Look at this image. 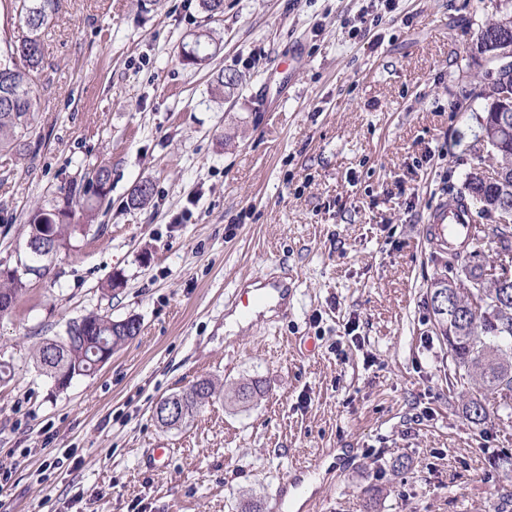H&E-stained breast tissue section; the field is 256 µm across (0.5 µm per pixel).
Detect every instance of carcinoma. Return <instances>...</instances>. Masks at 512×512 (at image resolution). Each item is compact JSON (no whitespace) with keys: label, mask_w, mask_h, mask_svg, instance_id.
<instances>
[{"label":"carcinoma","mask_w":512,"mask_h":512,"mask_svg":"<svg viewBox=\"0 0 512 512\" xmlns=\"http://www.w3.org/2000/svg\"><path fill=\"white\" fill-rule=\"evenodd\" d=\"M58 0H0V10L11 18L24 23L29 31L26 39L17 43L6 29L0 28V151L26 150L30 147L28 136L35 122L37 86L43 61L41 33L57 10ZM181 62L200 65L209 59L206 45L200 40L184 44ZM480 91L476 98L482 100L481 112L475 114L480 131L494 122L502 103L512 102V78L479 75ZM474 154L487 152L492 166L512 167V140L505 146L486 143L475 136ZM112 170L100 164L72 179L68 186L51 194L46 206L36 208L28 220L27 237L34 244L35 262L44 264L43 249L67 251L78 237H85L93 230L95 211L106 199L105 188L111 184ZM500 188L480 182L470 171L464 179L463 190L451 194L448 205L470 213L471 230L467 238L448 242L445 274L434 280L429 288L430 313L434 327L448 345V390L467 396L466 414L475 425L486 422L489 414L488 396L496 400L497 408L512 409V285L505 307L495 304L504 288L489 278L482 280V287L472 288L460 284L448 288L449 274L461 260L460 247L469 253L484 249L485 236L480 224L492 217L488 210L490 200ZM154 187L144 191L135 187L127 205L142 209L153 200ZM498 239L496 255L512 254V224H495ZM439 291L451 292V308L435 305ZM27 286L9 278L0 277V299L9 298L17 304L26 294ZM483 296L487 307L472 316L470 306L474 296ZM141 325L135 317L122 324L107 315L90 312L68 323L65 335L46 338L33 352L41 371L62 387H68L78 376L93 373L98 368L102 348L116 351L140 334ZM216 395V386L209 379H200L179 392L184 402L183 419L199 413Z\"/></svg>","instance_id":"obj_1"}]
</instances>
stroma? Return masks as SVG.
<instances>
[{"label":"stroma","instance_id":"35a3bbf8","mask_svg":"<svg viewBox=\"0 0 512 512\" xmlns=\"http://www.w3.org/2000/svg\"><path fill=\"white\" fill-rule=\"evenodd\" d=\"M512 0H59L35 128L0 152V262L32 209L104 163L102 233L0 316V512H494L512 420L474 426L444 377L420 228L477 163L471 54ZM212 39L205 65L183 44ZM239 82L215 94L218 73ZM152 180L151 206L128 196ZM122 288L107 291L110 276ZM288 276L287 314L224 329L247 282ZM95 311L140 334L64 390L31 353ZM224 392L187 425L153 407ZM263 395L236 404L234 388ZM167 449L161 469L150 452ZM201 390L204 392L206 391V394L204 395L203 399H198L200 396L199 391ZM215 395V384L209 379H200L179 393L172 394L161 400L172 398L174 396H181L184 402V412L180 424L182 425L186 419L191 418L194 416V414L199 413L207 404H209L210 400H212Z\"/></svg>","mask_w":512,"mask_h":512}]
</instances>
